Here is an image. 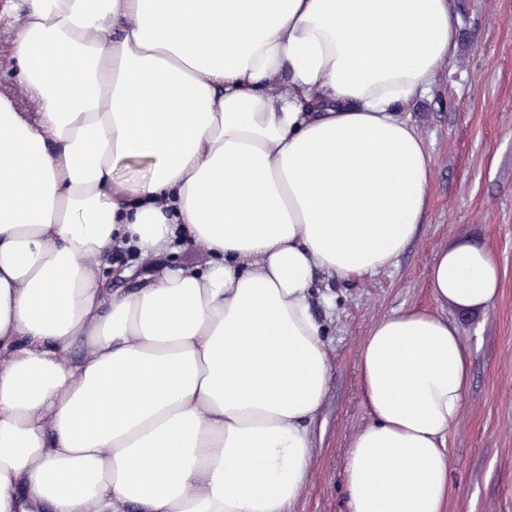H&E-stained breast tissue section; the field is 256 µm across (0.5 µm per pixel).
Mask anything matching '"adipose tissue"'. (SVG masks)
Listing matches in <instances>:
<instances>
[{
  "mask_svg": "<svg viewBox=\"0 0 512 512\" xmlns=\"http://www.w3.org/2000/svg\"><path fill=\"white\" fill-rule=\"evenodd\" d=\"M34 112L0 93V512H287L327 385L320 276L390 266L433 163L405 108L456 50L452 0H11ZM288 92L272 88L282 78ZM152 164L134 191L114 182ZM215 260L99 275L113 249ZM435 301L485 313L467 239ZM350 512H445L470 385L447 316L380 319Z\"/></svg>",
  "mask_w": 512,
  "mask_h": 512,
  "instance_id": "adipose-tissue-1",
  "label": "adipose tissue"
}]
</instances>
